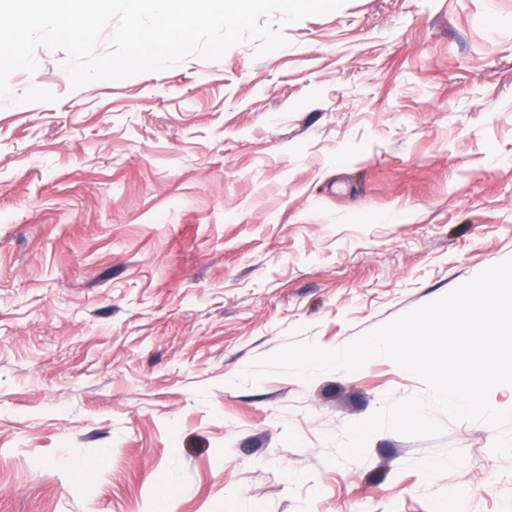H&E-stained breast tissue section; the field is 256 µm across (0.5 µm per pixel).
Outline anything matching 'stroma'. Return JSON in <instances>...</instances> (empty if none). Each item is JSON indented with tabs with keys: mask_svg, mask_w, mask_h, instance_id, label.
I'll return each mask as SVG.
<instances>
[{
	"mask_svg": "<svg viewBox=\"0 0 512 512\" xmlns=\"http://www.w3.org/2000/svg\"><path fill=\"white\" fill-rule=\"evenodd\" d=\"M494 25H486V15ZM0 99V512H512V455L378 357L242 381L512 258V0Z\"/></svg>",
	"mask_w": 512,
	"mask_h": 512,
	"instance_id": "1",
	"label": "stroma"
}]
</instances>
